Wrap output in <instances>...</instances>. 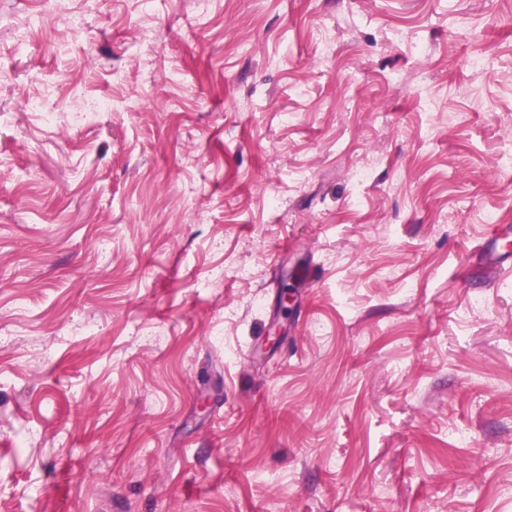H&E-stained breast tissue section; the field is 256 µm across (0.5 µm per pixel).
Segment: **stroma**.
<instances>
[{"label":"stroma","mask_w":512,"mask_h":512,"mask_svg":"<svg viewBox=\"0 0 512 512\" xmlns=\"http://www.w3.org/2000/svg\"><path fill=\"white\" fill-rule=\"evenodd\" d=\"M509 153L512 0H0V512H512Z\"/></svg>","instance_id":"obj_1"}]
</instances>
